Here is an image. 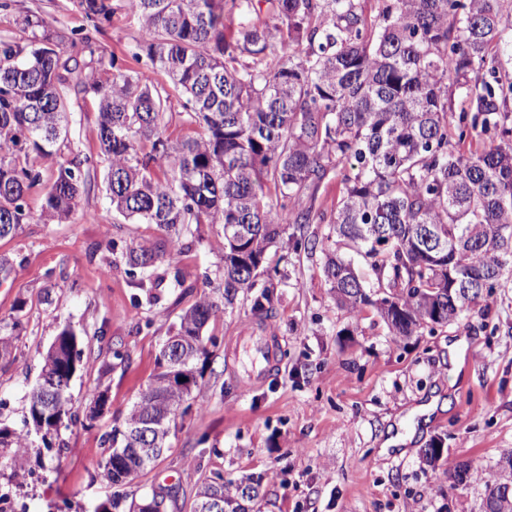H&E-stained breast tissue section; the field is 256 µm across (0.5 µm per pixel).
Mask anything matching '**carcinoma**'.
<instances>
[{
  "mask_svg": "<svg viewBox=\"0 0 512 512\" xmlns=\"http://www.w3.org/2000/svg\"><path fill=\"white\" fill-rule=\"evenodd\" d=\"M122 2L141 21L132 58L167 83L113 54L95 55L112 0H80L90 22L79 37L88 64L65 55L63 35L36 14L21 19V38L0 37V239L28 221L25 197L41 184L30 155L54 158L68 140V114L93 96L112 211L164 233L152 246H125L127 274L143 278L182 253L189 224L223 228L222 303L202 298L172 329L191 351L184 367L194 376L216 345L203 331L220 308L250 292L253 313L273 317L269 251L290 225L296 249L324 246L304 228L327 224V238L366 261L380 297L351 259L326 255L323 275L340 307L354 317L374 308L396 336L451 324L512 273V78L501 61V48L512 45V0H382L373 21L360 0H267L263 26L252 22L254 0ZM454 88L469 111L452 126ZM173 93L187 99L182 122L198 128L192 135H166ZM477 130L483 147L461 148ZM87 163L75 156L59 165L45 188L43 223L60 224L76 210ZM346 164L356 173L341 179L336 209L315 207L318 190ZM21 330L17 317L0 323V350ZM81 354L76 333L63 328L42 366L57 376L61 397L31 392L29 428L0 427V450L12 449L0 503L25 477L26 455L51 450L72 419L69 388ZM157 365L108 435L101 470L117 488L170 449V420L145 458L133 430L159 424L193 392L168 391L167 366ZM177 497L175 486L131 502L116 491L90 512H146L148 503L169 512ZM215 499L221 512H242L239 487L219 472L197 486L194 512Z\"/></svg>",
  "mask_w": 512,
  "mask_h": 512,
  "instance_id": "carcinoma-1",
  "label": "carcinoma"
}]
</instances>
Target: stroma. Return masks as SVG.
I'll return each mask as SVG.
<instances>
[{"mask_svg":"<svg viewBox=\"0 0 512 512\" xmlns=\"http://www.w3.org/2000/svg\"><path fill=\"white\" fill-rule=\"evenodd\" d=\"M8 2L0 9V35L19 34L18 21L29 12L67 33L87 24L79 0ZM141 34L139 19L117 10L97 50L134 67L131 49ZM97 132L88 100L69 115L64 155L90 162L70 220L40 222L38 187L26 198L30 221L0 239V257L15 263L0 285V320L24 323L0 356V424L23 429L25 392L63 326L81 336L83 349L69 389L75 418L62 432L60 452L29 457L14 512H87L112 494L100 474L104 436L147 388L172 324L211 295L224 266L221 226L194 224L186 233L191 248L159 263L152 285L128 276L121 250H110L109 241L150 245L163 233L113 213ZM325 253L272 248L277 286L268 324L280 338L279 366L249 393L240 390L242 367L232 349L254 318L250 295L209 323L205 333L217 345L192 408L172 430L170 450L124 485L128 497L177 485L171 512H193L198 480L220 472L228 483L260 480V496L243 501L244 512H483L484 480L498 474L501 455L512 450V279L452 324L399 337L373 308L354 317L337 306L323 275ZM97 389L108 402L90 424ZM429 403L435 412L416 414ZM396 432L407 435L406 444L382 450ZM437 437L444 454L431 468L420 450ZM461 461L473 473L464 485L452 478Z\"/></svg>","mask_w":512,"mask_h":512,"instance_id":"1","label":"stroma"}]
</instances>
